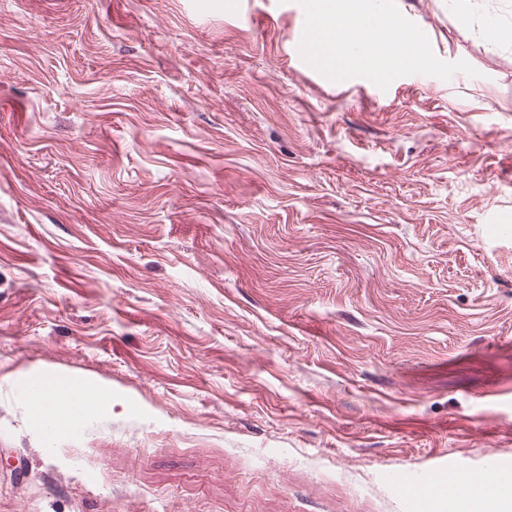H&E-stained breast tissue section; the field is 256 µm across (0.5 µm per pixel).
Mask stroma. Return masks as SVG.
<instances>
[{
	"label": "stroma",
	"mask_w": 512,
	"mask_h": 512,
	"mask_svg": "<svg viewBox=\"0 0 512 512\" xmlns=\"http://www.w3.org/2000/svg\"><path fill=\"white\" fill-rule=\"evenodd\" d=\"M0 0V512L512 501V0H396L477 74L290 54L296 0ZM112 391L67 433L20 387ZM438 473L439 470L432 471L418 482L402 485L400 489L402 495L413 501L416 506L426 507L428 493ZM468 494H475L473 498H469ZM448 496L458 500L457 507L464 512H491L497 509H488L485 507H494L492 499L481 489H474L466 492L457 493L452 489H448Z\"/></svg>",
	"instance_id": "35a3bbf8"
}]
</instances>
